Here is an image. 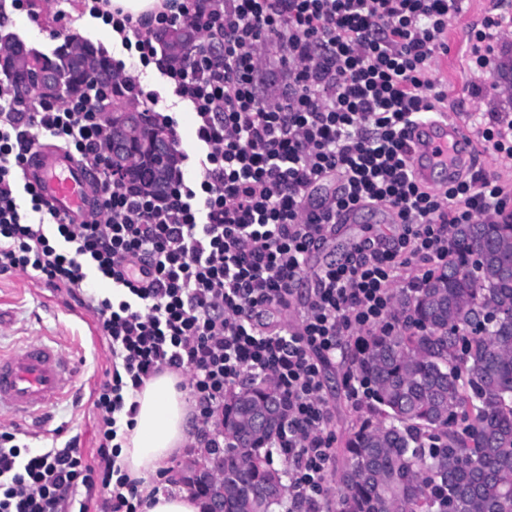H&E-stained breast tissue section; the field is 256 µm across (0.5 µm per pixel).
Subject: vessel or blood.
Wrapping results in <instances>:
<instances>
[{
    "instance_id": "obj_1",
    "label": "vessel or blood",
    "mask_w": 512,
    "mask_h": 512,
    "mask_svg": "<svg viewBox=\"0 0 512 512\" xmlns=\"http://www.w3.org/2000/svg\"><path fill=\"white\" fill-rule=\"evenodd\" d=\"M487 82L462 84L460 96L469 106H493L512 98V60L494 55L486 70ZM410 163L417 182L437 185L439 177H454L474 152L473 137L460 114L420 122L407 133ZM25 177L62 214L82 223L89 211L90 174L65 150L41 147L26 167ZM77 361L58 341L33 340L21 347L0 350V420L24 421L43 417L75 383Z\"/></svg>"
}]
</instances>
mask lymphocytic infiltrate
Returning <instances> with one entry per match:
<instances>
[{"label": "lymphocytic infiltrate", "instance_id": "1", "mask_svg": "<svg viewBox=\"0 0 512 512\" xmlns=\"http://www.w3.org/2000/svg\"><path fill=\"white\" fill-rule=\"evenodd\" d=\"M141 67L157 65L188 102L196 153L180 152L160 195L117 180L99 103L105 89L55 101L0 73V275L33 273L94 317L112 363L92 392L98 446L36 448L0 428V512H139L140 482L119 460L128 396L156 374L181 375L194 402L190 445L224 451V398L272 380L286 402L273 442L288 463L289 512H321L332 493L335 438L323 375L399 325L393 288L412 291L448 261L456 224L512 223V118H471L495 170L434 192L414 178L408 128L437 118L448 92L431 78L462 0H163L133 18L86 0ZM195 25L205 38L183 64L157 34ZM283 74L274 100L259 74ZM93 174L86 221L61 215L24 179L40 142ZM335 180L331 195L309 191ZM386 209L397 233L368 238L305 278L308 256L342 213ZM112 285L90 294L92 279ZM289 312L294 326L258 329Z\"/></svg>", "mask_w": 512, "mask_h": 512}]
</instances>
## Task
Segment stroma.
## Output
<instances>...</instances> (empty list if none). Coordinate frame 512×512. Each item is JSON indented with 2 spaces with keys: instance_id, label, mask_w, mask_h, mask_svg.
I'll use <instances>...</instances> for the list:
<instances>
[{
  "instance_id": "obj_1",
  "label": "stroma",
  "mask_w": 512,
  "mask_h": 512,
  "mask_svg": "<svg viewBox=\"0 0 512 512\" xmlns=\"http://www.w3.org/2000/svg\"><path fill=\"white\" fill-rule=\"evenodd\" d=\"M83 0H36L38 22H31L26 13L14 10L10 0H0V36L17 37L26 47L49 55L63 45L58 34L62 27L94 46L111 39V32L83 10ZM65 20H58V13ZM140 81L158 95L159 111H175L178 132L184 149L194 146V117L185 106L174 105L171 89L155 68H148ZM384 210L367 207L358 211L352 223L339 225L307 261V273H314L321 265L340 260L351 247L369 235L392 236L393 225L387 222ZM89 312L65 293L48 288L24 272L0 275V348L10 349L22 342L47 336L60 340L79 360L81 371L67 398L52 407L51 420L35 430L33 445H47L54 430H62L64 437H78L80 449L90 455L95 451V415L89 401L93 389L103 380L110 363L109 352L99 337L90 335L87 322ZM324 395L332 410L330 429L337 444H344L352 431L359 411L347 401L340 369L328 370L324 379Z\"/></svg>"
}]
</instances>
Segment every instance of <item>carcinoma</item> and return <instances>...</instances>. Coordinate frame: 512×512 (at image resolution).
<instances>
[{"label": "carcinoma", "instance_id": "carcinoma-1", "mask_svg": "<svg viewBox=\"0 0 512 512\" xmlns=\"http://www.w3.org/2000/svg\"><path fill=\"white\" fill-rule=\"evenodd\" d=\"M202 36L195 25L161 34L167 56L177 58ZM19 58L3 69L17 87L49 81L56 97L87 86L85 61L101 72L112 61L93 45L64 44L50 56L13 43ZM123 83L112 82L101 111L112 113L117 142L112 166L146 193L159 192L177 169L170 145L160 154L155 125L143 109L123 111ZM461 249L413 293L396 297L406 325L374 336L357 369L371 383L376 423L360 420L333 470L336 492L329 512H512V223L457 224ZM270 427L252 430L268 400ZM285 420L282 394L268 380L224 398V512H273L283 505L284 472L269 445ZM249 434L250 447L236 436Z\"/></svg>", "mask_w": 512, "mask_h": 512}]
</instances>
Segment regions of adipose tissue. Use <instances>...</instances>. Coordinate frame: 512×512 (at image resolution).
<instances>
[{
    "instance_id": "1",
    "label": "adipose tissue",
    "mask_w": 512,
    "mask_h": 512,
    "mask_svg": "<svg viewBox=\"0 0 512 512\" xmlns=\"http://www.w3.org/2000/svg\"><path fill=\"white\" fill-rule=\"evenodd\" d=\"M179 378L163 372L146 382L133 398L139 404L135 426L125 436L120 460L141 482L140 512H204L205 504L187 489L157 491L155 479L188 440L191 403L177 388Z\"/></svg>"
}]
</instances>
